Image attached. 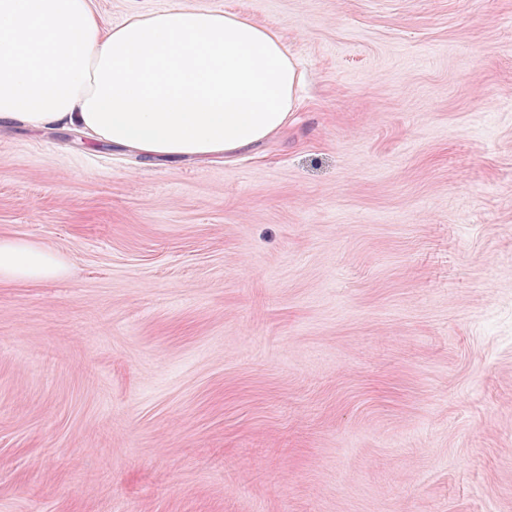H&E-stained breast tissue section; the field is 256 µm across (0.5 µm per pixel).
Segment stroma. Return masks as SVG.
I'll return each instance as SVG.
<instances>
[{"label":"stroma","mask_w":512,"mask_h":512,"mask_svg":"<svg viewBox=\"0 0 512 512\" xmlns=\"http://www.w3.org/2000/svg\"><path fill=\"white\" fill-rule=\"evenodd\" d=\"M275 29L210 162L0 128V512H512V0H95ZM64 272L62 261L52 249L22 239L0 238V281H41Z\"/></svg>","instance_id":"stroma-1"}]
</instances>
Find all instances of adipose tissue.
Listing matches in <instances>:
<instances>
[{
    "label": "adipose tissue",
    "mask_w": 512,
    "mask_h": 512,
    "mask_svg": "<svg viewBox=\"0 0 512 512\" xmlns=\"http://www.w3.org/2000/svg\"><path fill=\"white\" fill-rule=\"evenodd\" d=\"M301 79L279 34L235 12L171 7L107 28L93 0H0V124L202 161L286 128ZM64 271L52 249L0 238V281Z\"/></svg>",
    "instance_id": "adipose-tissue-1"
}]
</instances>
